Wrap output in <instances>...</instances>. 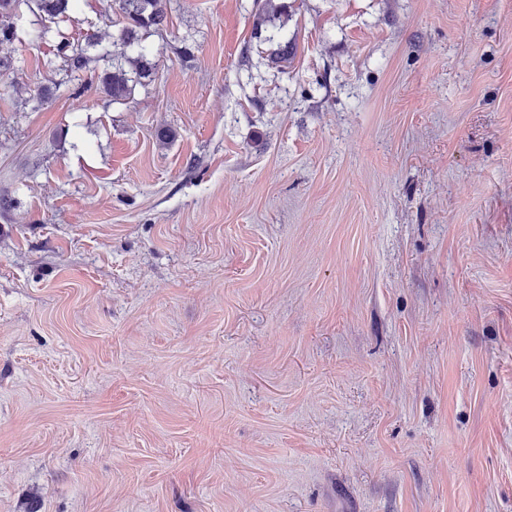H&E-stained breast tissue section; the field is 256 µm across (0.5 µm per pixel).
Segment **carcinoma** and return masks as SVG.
I'll return each mask as SVG.
<instances>
[{
    "label": "carcinoma",
    "mask_w": 512,
    "mask_h": 512,
    "mask_svg": "<svg viewBox=\"0 0 512 512\" xmlns=\"http://www.w3.org/2000/svg\"><path fill=\"white\" fill-rule=\"evenodd\" d=\"M79 0H0V43L16 38L21 6L38 15L42 20L59 23L77 7ZM122 17L116 43L121 46L120 55L111 56L102 47L103 36L99 30L89 28L75 44L63 38L56 45V56L64 59L67 69L79 71L92 62L88 50H98L97 59H112V65L100 76V91L114 102L132 97L136 87L152 82L158 73L157 55L143 44V37L150 31H159L166 24V0H115ZM295 46L285 41L277 44L270 53L272 62L288 63L295 56Z\"/></svg>",
    "instance_id": "obj_1"
}]
</instances>
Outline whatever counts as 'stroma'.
Segmentation results:
<instances>
[{"mask_svg": "<svg viewBox=\"0 0 512 512\" xmlns=\"http://www.w3.org/2000/svg\"><path fill=\"white\" fill-rule=\"evenodd\" d=\"M115 16L0 44V512H512V0ZM122 17L116 41L121 46L115 57L102 47L103 36L93 27L82 35L81 43H71L62 38L56 45L55 56L64 59L67 69L79 71L92 62L88 50L98 49L97 59L110 60L112 65L100 76V91L112 102L125 101L132 97L137 86L152 82L158 73L157 55L143 44L144 35L159 31L166 24V0H115Z\"/></svg>", "mask_w": 512, "mask_h": 512, "instance_id": "obj_1", "label": "stroma"}]
</instances>
